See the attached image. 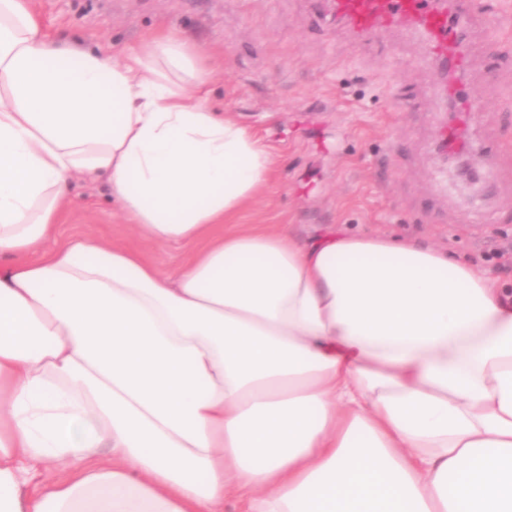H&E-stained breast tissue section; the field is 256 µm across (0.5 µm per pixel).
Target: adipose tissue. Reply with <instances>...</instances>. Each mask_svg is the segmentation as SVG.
Returning <instances> with one entry per match:
<instances>
[{"mask_svg": "<svg viewBox=\"0 0 512 512\" xmlns=\"http://www.w3.org/2000/svg\"><path fill=\"white\" fill-rule=\"evenodd\" d=\"M181 35L0 0V512H512V294L436 247L238 224L273 168ZM106 177L137 234L50 253ZM70 205L61 219L60 241L89 236L128 243L165 272H174L193 249L192 245L157 244L132 233L130 218L112 205L102 178H82L70 188Z\"/></svg>", "mask_w": 512, "mask_h": 512, "instance_id": "1", "label": "adipose tissue"}]
</instances>
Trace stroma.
Instances as JSON below:
<instances>
[{"label":"stroma","instance_id":"obj_1","mask_svg":"<svg viewBox=\"0 0 512 512\" xmlns=\"http://www.w3.org/2000/svg\"><path fill=\"white\" fill-rule=\"evenodd\" d=\"M46 39L121 55L174 31L215 68L212 107L266 144L274 177L237 217L285 224L314 241L332 231L411 239L512 282V0H480L462 70L442 97L424 39L406 22L356 39L329 0H28ZM480 110L459 123L463 97ZM453 128L493 185H466L438 159ZM101 178L70 188L60 238L128 243L174 272L188 244L132 233Z\"/></svg>","mask_w":512,"mask_h":512}]
</instances>
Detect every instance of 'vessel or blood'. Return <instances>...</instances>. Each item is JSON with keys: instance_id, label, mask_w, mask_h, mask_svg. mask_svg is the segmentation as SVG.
I'll list each match as a JSON object with an SVG mask.
<instances>
[{"instance_id": "1", "label": "vessel or blood", "mask_w": 512, "mask_h": 512, "mask_svg": "<svg viewBox=\"0 0 512 512\" xmlns=\"http://www.w3.org/2000/svg\"><path fill=\"white\" fill-rule=\"evenodd\" d=\"M334 12L364 39L380 27L404 19L423 31L430 42L433 61L447 60L449 50L461 44L464 33L448 20L438 0H332Z\"/></svg>"}]
</instances>
